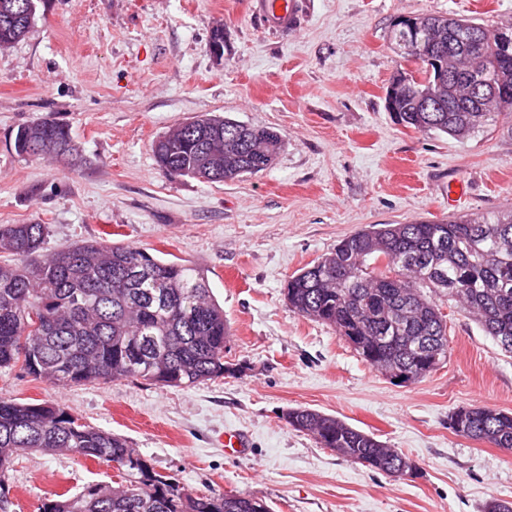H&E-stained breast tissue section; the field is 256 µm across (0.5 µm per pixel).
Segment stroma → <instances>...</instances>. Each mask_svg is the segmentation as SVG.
<instances>
[{"label": "stroma", "mask_w": 512, "mask_h": 512, "mask_svg": "<svg viewBox=\"0 0 512 512\" xmlns=\"http://www.w3.org/2000/svg\"><path fill=\"white\" fill-rule=\"evenodd\" d=\"M256 0H44L0 50V224L48 227L42 252L105 239L206 271L230 335L223 377L187 388L118 379L57 386L0 368V399L63 404L126 438L156 471L209 495L244 492L273 512H483L512 502V455L448 427L458 407L512 412V357L458 307L449 353L422 381L372 369L333 327L293 312L289 277L373 224L434 222L512 208V119L458 140L398 125L389 85L407 64L394 22L453 14L512 25V0H296L272 27ZM224 28V57L209 50ZM219 114L279 131L266 171L231 183L170 179L153 141ZM47 116L82 150L69 169L19 155V126ZM334 415L415 461L392 477L320 447L285 411ZM250 452L225 453L224 433ZM111 466L20 453L9 512L114 484Z\"/></svg>", "instance_id": "1"}]
</instances>
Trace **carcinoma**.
<instances>
[{"instance_id": "obj_1", "label": "carcinoma", "mask_w": 512, "mask_h": 512, "mask_svg": "<svg viewBox=\"0 0 512 512\" xmlns=\"http://www.w3.org/2000/svg\"><path fill=\"white\" fill-rule=\"evenodd\" d=\"M41 0H0V43L14 44L35 19ZM445 16L402 18L391 38L406 61H421L414 91L397 99L401 125L466 138L499 115L512 116V28L487 30L478 44ZM485 72L508 93L473 104L452 78ZM438 112L421 111L424 100ZM283 144L280 132L215 115L173 127L152 143L170 179L230 183L269 169ZM19 155L71 167L80 148L67 127L42 118L17 129ZM44 224H0V368L20 367L54 385L114 379L189 387L224 376L229 325L204 272L162 261L146 250L104 241L74 243L40 257ZM297 314L336 329L358 355L382 372L412 369V382L448 357L446 299L466 312L512 355V209L446 222L383 224L342 239L313 265L288 279ZM439 355L435 366L417 364ZM289 426L323 448L393 476L407 456L333 415L297 407ZM457 435L512 448V414L462 406L448 417ZM69 452L122 471L116 487L87 486L39 507V512H271L244 492L205 495L159 474L127 440L80 423L57 403L0 399V512H8L7 476L21 452Z\"/></svg>"}]
</instances>
